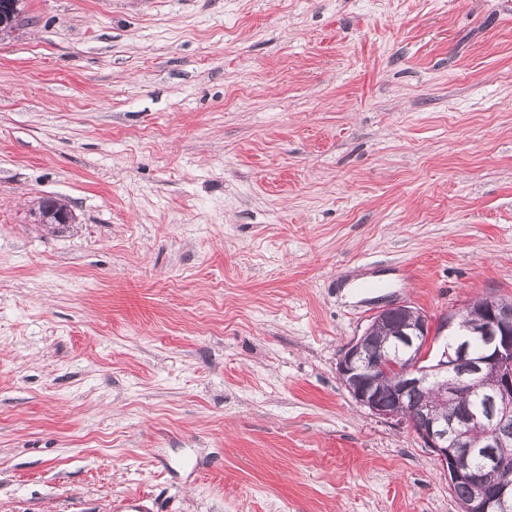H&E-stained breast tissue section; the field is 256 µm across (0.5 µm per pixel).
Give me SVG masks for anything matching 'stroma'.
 Here are the masks:
<instances>
[{"instance_id": "stroma-1", "label": "stroma", "mask_w": 512, "mask_h": 512, "mask_svg": "<svg viewBox=\"0 0 512 512\" xmlns=\"http://www.w3.org/2000/svg\"><path fill=\"white\" fill-rule=\"evenodd\" d=\"M22 6L0 512H460L337 363L390 303L512 299V0ZM61 205L58 202L43 205L42 208L33 212L35 221L38 224L52 226L53 228H63L68 224H72V212L68 208L61 209Z\"/></svg>"}]
</instances>
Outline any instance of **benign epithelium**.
Segmentation results:
<instances>
[{"instance_id": "obj_1", "label": "benign epithelium", "mask_w": 512, "mask_h": 512, "mask_svg": "<svg viewBox=\"0 0 512 512\" xmlns=\"http://www.w3.org/2000/svg\"><path fill=\"white\" fill-rule=\"evenodd\" d=\"M39 224L63 228L73 222L72 212L58 202L44 205L33 212ZM486 347L476 360L448 357L439 369L460 368L466 365L455 385L442 399L454 402L474 391V376L485 366L498 371V382L492 396V408L479 425L477 442L487 448L493 464H504L498 453L512 440V302L485 297ZM401 313L407 320L393 328L387 336L391 344L407 351L423 352L436 341L426 315L400 302L382 309L372 318L363 333L344 349L337 371L351 396L377 418L413 431L425 447L432 449L435 459L452 483L468 482L473 486L471 500L464 512H512V493L492 484V469L475 471L468 466L473 433L472 418L463 415L439 417L425 406L410 405V399L422 391L431 369L421 367L414 358L392 357L385 353L382 338L373 333L374 325L391 313Z\"/></svg>"}]
</instances>
